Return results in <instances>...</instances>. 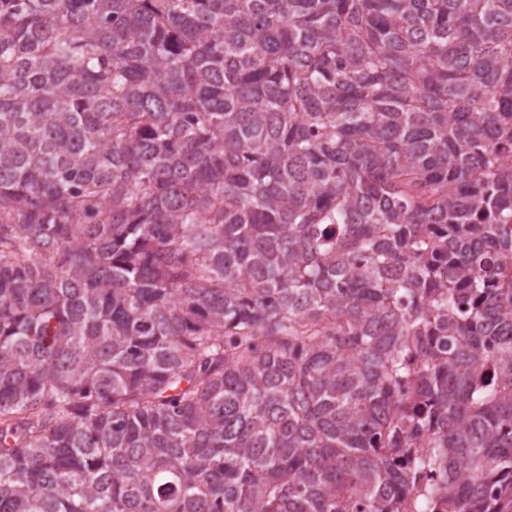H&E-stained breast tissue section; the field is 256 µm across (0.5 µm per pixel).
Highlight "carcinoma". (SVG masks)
<instances>
[{
  "mask_svg": "<svg viewBox=\"0 0 512 512\" xmlns=\"http://www.w3.org/2000/svg\"><path fill=\"white\" fill-rule=\"evenodd\" d=\"M0 512H512V0H0Z\"/></svg>",
  "mask_w": 512,
  "mask_h": 512,
  "instance_id": "obj_1",
  "label": "carcinoma"
}]
</instances>
